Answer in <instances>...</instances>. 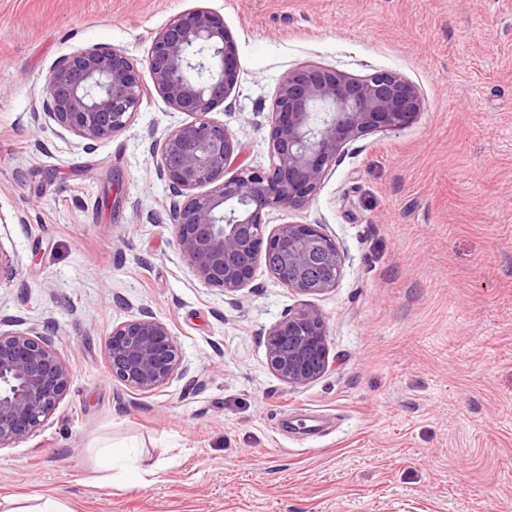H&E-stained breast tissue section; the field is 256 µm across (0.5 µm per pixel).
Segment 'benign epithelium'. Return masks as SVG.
I'll return each mask as SVG.
<instances>
[{
    "label": "benign epithelium",
    "instance_id": "benign-epithelium-1",
    "mask_svg": "<svg viewBox=\"0 0 512 512\" xmlns=\"http://www.w3.org/2000/svg\"><path fill=\"white\" fill-rule=\"evenodd\" d=\"M146 69L156 92L191 117L156 145L153 163L176 198L169 220L194 276L233 294L263 264L301 295L336 288L345 256L321 225L286 223L269 231L265 215L270 209H308L347 145L416 119L418 89L392 71H291L272 105L268 164L228 177L240 144L212 113L238 85L239 71L235 43L221 19L203 9L173 17L154 38ZM145 90L141 70L126 51L79 49L49 69L42 109L92 146L130 125ZM265 346L270 367L290 386H305L330 367L326 318L312 306L274 324ZM104 348L112 377L142 394L189 371L169 324L147 311L113 325ZM72 379L50 324L40 331H0V449L32 437Z\"/></svg>",
    "mask_w": 512,
    "mask_h": 512
}]
</instances>
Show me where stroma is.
<instances>
[{"instance_id": "35a3bbf8", "label": "stroma", "mask_w": 512, "mask_h": 512, "mask_svg": "<svg viewBox=\"0 0 512 512\" xmlns=\"http://www.w3.org/2000/svg\"><path fill=\"white\" fill-rule=\"evenodd\" d=\"M196 8L237 45L239 83L214 111L266 163L279 81L315 65L390 70L416 120L348 145L311 206L345 255L304 296L258 267L236 295L200 282L168 224L152 146L184 122L145 91L131 126L86 149L40 115L45 76L92 46L144 63ZM311 305L330 368L300 387L264 336ZM191 365L150 395L107 368L104 336L139 310ZM52 322L73 380L37 435L0 450V498L73 512H512V0H0V329ZM141 477L106 480L99 448ZM35 504L29 505L27 501L9 503L14 507L5 508L4 512H73L67 504L55 497H40ZM25 503V504H22Z\"/></svg>"}]
</instances>
